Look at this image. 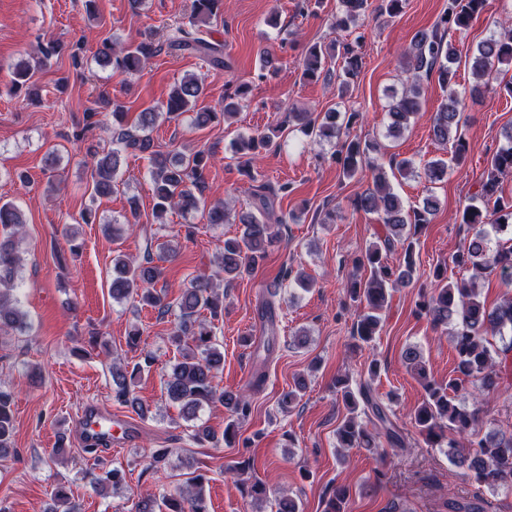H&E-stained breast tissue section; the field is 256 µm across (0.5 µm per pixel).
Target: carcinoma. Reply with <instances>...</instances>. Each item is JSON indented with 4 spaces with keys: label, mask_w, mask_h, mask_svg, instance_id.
<instances>
[{
    "label": "carcinoma",
    "mask_w": 512,
    "mask_h": 512,
    "mask_svg": "<svg viewBox=\"0 0 512 512\" xmlns=\"http://www.w3.org/2000/svg\"><path fill=\"white\" fill-rule=\"evenodd\" d=\"M224 7V0H192L188 23L169 30L167 39L160 41L149 34L141 40L115 50L112 40L105 39L94 52L97 63L116 71L134 76L139 74L146 62L156 56L162 46L171 50L194 51L209 59L218 69L224 68V45L215 44L203 36L202 27L211 23ZM486 0H448L439 21L429 31L417 33L401 55L406 80L401 94L392 97L389 106L387 136L397 138L403 134L411 119L419 112L424 83L432 78L445 91L437 111L431 118L432 134L441 145H452L449 160L437 159L427 163L424 173L430 182L442 180L448 174L449 165H461L468 153V143L460 133L461 93L456 89V75L461 55L455 45L446 41L448 29H464L485 11ZM367 0H339L334 16L335 25L340 29L356 26L365 16ZM362 37L355 43L342 45V66L336 73L326 69L327 59L332 57L330 47L314 43L308 47L303 58V76L308 80L336 79L339 97H344L350 85L360 74L362 58L359 47ZM470 69L477 81L468 93L472 97L483 95L488 87L485 78L500 71V66L512 64V29L500 36L492 35L477 44L470 59ZM32 70L26 63H18L12 70L10 92L31 97ZM205 85L201 78L187 74L174 86L165 104L139 113L135 125L126 122L124 105L112 101V141L125 149L147 154L153 183L155 218L159 219L170 208L184 212L196 210L199 199L192 191L198 186L210 162L209 155L198 150L190 155L172 156L154 149L152 132L160 120L176 121L184 113H193V125L202 129L222 116L238 114L245 100V91L238 88L224 95L222 112L216 113L201 105L205 97ZM360 112L339 113L327 111L314 116L309 112H291L288 121L300 126V132L314 144L336 143L335 159L344 177L352 179L368 166L374 172V185L353 199L356 210L374 214L382 224L384 235L371 244L357 265L366 271L363 277H354L347 283L346 293L353 302L364 305V311L353 326V338L358 346L368 345L378 335L381 312L388 303L391 291L414 282L418 272L416 257V236L432 222L438 209V201L429 196L419 206L407 207L394 191L391 180L406 178L413 174L412 162L408 159H392L389 169L377 166L371 161L370 153L376 146L353 133L358 124ZM103 125L102 112L89 107L83 115L82 126L74 133L75 138L85 140L88 135ZM270 142V135L241 136L233 143V151L245 175L257 181L253 174L256 153ZM87 154L93 161L91 170L92 197H108L116 187L115 176L119 166V151L111 149L99 152L91 144ZM512 174V131L506 135V144L492 155L487 163L480 190L473 202L464 207L461 223L467 225L469 236L464 245L452 256L451 262L460 269L473 271V278L489 272L498 274L506 283H512V245L489 246L480 225L490 223L500 232L512 226V197L503 196L501 178ZM288 183L273 186L261 183L255 186L252 195L258 204L255 210L240 211L233 215L224 203L213 205L208 212L209 223L224 224L231 217L238 218L240 234L224 241V252L220 261L224 285L230 286L243 275L252 272L267 249L277 241L272 225L263 217L272 211L273 200L290 191ZM26 223L19 207L11 202H0V334L24 336L29 324L27 315L20 307L16 291L20 287L21 257L15 234ZM398 250V262L388 261V254ZM175 249L168 242L146 245L143 260L135 262L120 252L112 257L113 275L110 293L114 300L139 298V302L166 312L171 307L167 295L156 288L164 274L163 263L174 257ZM434 288L421 295L417 303L418 313L426 316L435 326L456 322L452 330V341L457 354L455 375L448 383L438 384L428 376L421 353L414 347L407 348L403 358L407 366L422 382L426 398L413 414L418 433L433 444L442 441L445 431L460 436L473 435L469 449L461 450L454 441H448L452 448L451 460L463 468L472 482L492 489L512 490V433L490 430L479 434L478 411L469 409L457 401L458 393L465 382L474 379L484 391L490 393L499 386V367H508L512 358V298H506L489 308L479 299L476 282L468 285L447 280L445 271L436 267L432 272ZM221 284L212 278L199 275L191 279L176 306L178 323L171 332L170 341L179 352V358L171 365L164 381L168 399L180 407L182 417L187 421L197 419L200 408L218 402L229 413L222 438H217L208 427L194 426L191 438L197 443L216 444L224 441L231 445L238 435L241 420L246 418L251 403L246 395L228 391L215 383L217 375L224 369V352L215 343L210 322L202 318V312L209 313L215 320L224 312V294L219 292ZM498 336L502 345L490 349L487 336ZM154 363V357L145 353L141 360L130 365L112 363L113 398L118 403L132 407L139 416L148 413L134 395L135 381ZM377 376V365L367 370V379L359 384L358 393H353L349 377H336V389L352 415L344 418L336 428L338 447L377 448L379 439L385 438L392 448L404 447V438L397 424L391 418V410L374 393L372 382ZM306 389V381L299 378L295 389L284 394L279 401L280 408L288 410ZM11 392L0 384V457L12 450L14 417ZM174 453L172 448H156L151 452L149 467L156 472L164 470ZM205 477L196 475L189 479V489L176 494L164 495L161 505L148 497L141 501L139 512H208L204 490ZM91 483L99 490L108 487L118 493L124 487L120 470L113 468L91 477ZM351 497L345 485L331 488L326 501V512H346Z\"/></svg>",
    "instance_id": "cac0c4a2"
}]
</instances>
